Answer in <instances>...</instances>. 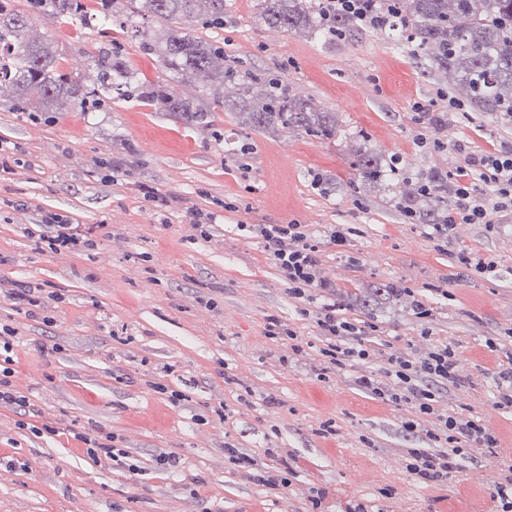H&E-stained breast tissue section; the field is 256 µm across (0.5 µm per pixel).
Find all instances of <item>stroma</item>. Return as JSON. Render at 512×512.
Listing matches in <instances>:
<instances>
[{
    "label": "stroma",
    "instance_id": "obj_1",
    "mask_svg": "<svg viewBox=\"0 0 512 512\" xmlns=\"http://www.w3.org/2000/svg\"><path fill=\"white\" fill-rule=\"evenodd\" d=\"M10 2L51 43L63 72L89 73L102 45L98 20L32 15L28 0ZM230 2L223 28L201 37L220 41L236 70L276 73L335 113L336 136L242 130L188 84L179 90L198 96L206 125L186 127L134 98L34 118L0 97V281L39 283L65 297L49 308V325L0 297V324L18 330L12 381L28 399L0 407V512H312L316 500L321 512L357 504L367 512H494L490 494L512 467V413L493 398L498 366L512 353V221L501 218L491 231L455 225L451 245L437 247L428 226L404 219L390 187L352 189L345 139L364 133L412 177L452 174L465 155L512 144V124L450 112L438 74L388 30L315 41L265 26L259 0ZM160 27L134 17L112 28L114 48L159 86L168 73L142 37ZM418 103L438 123L421 126ZM143 185L165 206L145 201ZM46 209L90 229L94 249L38 250L27 232ZM192 209L214 214L207 237L191 229ZM245 224L304 225L339 293L370 282L401 288V299L376 314L345 304L339 314L377 324L379 343L397 350L455 346L466 384L441 390L439 406L495 430V454L474 450L440 484L412 480L407 451L429 442L403 431L407 406L367 395L355 368L318 377L324 359L311 312L323 294L294 298ZM338 224L351 230L343 247L326 241ZM458 245L493 256L500 277L461 268ZM418 299L430 305L428 319L416 318ZM273 318L304 341L300 353L267 336ZM490 338L496 349L487 348ZM41 344L53 354L41 356ZM157 383L182 392L180 403L155 392ZM19 419L55 422L61 432L38 436L17 428ZM77 431L114 435L123 457L94 463ZM228 443L274 469L289 463L290 486L249 479L225 455ZM162 450L176 464L158 463Z\"/></svg>",
    "mask_w": 512,
    "mask_h": 512
}]
</instances>
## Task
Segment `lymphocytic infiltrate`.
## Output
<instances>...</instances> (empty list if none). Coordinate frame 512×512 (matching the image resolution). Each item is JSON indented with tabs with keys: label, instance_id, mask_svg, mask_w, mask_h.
I'll list each match as a JSON object with an SVG mask.
<instances>
[{
	"label": "lymphocytic infiltrate",
	"instance_id": "f902f5d3",
	"mask_svg": "<svg viewBox=\"0 0 512 512\" xmlns=\"http://www.w3.org/2000/svg\"><path fill=\"white\" fill-rule=\"evenodd\" d=\"M324 23L349 16L358 27L383 29L400 17L401 0H318ZM454 201L448 221L433 227L436 240H448L456 223L493 226L495 215L512 214V146L502 145L467 156L453 175ZM45 231L38 244L50 251L82 254L94 242L80 225L69 223L60 214L47 211L41 218ZM250 230L261 239L267 258L284 275L295 298L312 289H325L318 274V246L299 224H254ZM319 334L327 346L324 356L336 367H359L358 384L375 398L409 405L403 423L411 434L425 433L439 443L438 452L409 449L408 474L425 483L443 482L460 469L470 448L494 450L495 432L480 421L439 413L436 392L442 386L460 385L459 357L445 342L435 344L421 355L395 350L380 351L372 342L378 327L353 322L336 313L334 303H322L314 312Z\"/></svg>",
	"mask_w": 512,
	"mask_h": 512
}]
</instances>
